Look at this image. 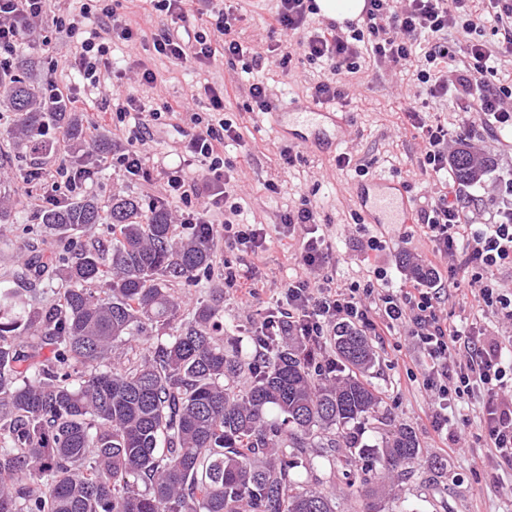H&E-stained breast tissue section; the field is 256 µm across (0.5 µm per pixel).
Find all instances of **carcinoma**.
<instances>
[{"mask_svg": "<svg viewBox=\"0 0 512 512\" xmlns=\"http://www.w3.org/2000/svg\"><path fill=\"white\" fill-rule=\"evenodd\" d=\"M34 64L17 52L0 70L9 134L33 154L55 149L56 129L79 146L81 120L44 95ZM472 157L463 147L451 158L462 185L493 165ZM37 219L65 244L22 267L52 302L35 308L30 289L0 287V512H340L295 471L329 448L344 449L341 465L370 457L388 473L419 459L407 425L372 446L355 429L382 419L358 330L338 329L327 366L301 336L264 337L255 361L224 348L219 304L181 313L172 285L210 268L207 228L179 237L165 208L130 196L82 194ZM95 224L111 238L88 247L79 234ZM134 342L143 353L119 355Z\"/></svg>", "mask_w": 512, "mask_h": 512, "instance_id": "1", "label": "carcinoma"}]
</instances>
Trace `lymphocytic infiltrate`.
<instances>
[{"instance_id":"obj_1","label":"lymphocytic infiltrate","mask_w":512,"mask_h":512,"mask_svg":"<svg viewBox=\"0 0 512 512\" xmlns=\"http://www.w3.org/2000/svg\"><path fill=\"white\" fill-rule=\"evenodd\" d=\"M153 10L165 13L170 26L154 35V51L172 64L210 65L215 43H223L228 61L249 59L261 64L260 56H246L245 49L230 33L236 20L223 6V0H204L207 20L188 35L180 25L188 17L194 0H142ZM365 0L360 23L349 32L337 25L322 31L310 30L308 16L314 13L313 0H276L271 14L273 25L288 35L282 46V62L300 55L327 65L328 73L313 88V99L330 102L345 97L342 74L361 68L363 48H370L374 59L393 67H413L418 82L430 99L455 90L466 99L467 107L458 113L457 136L481 125L502 132L512 127V87L495 84L497 57L475 34L484 23H494L504 34L507 52L512 53V0ZM126 0H81L79 9L66 8L64 0H0V55H12L33 31L35 22L51 20L75 46L69 59L83 84L82 92H67L66 100L77 111L86 110L89 96L113 76L110 37H118L128 47L144 41L140 29L127 19ZM460 36V48L453 51L444 39L448 29ZM208 109L194 113L195 134L187 149L191 164L165 170V196L160 203L174 206L176 228L188 224H211L215 211L237 213L238 206L224 191V176L233 166L224 156L226 141H238L232 120L224 118V93L208 91ZM184 108L182 101L166 103L163 110L147 108L142 99L130 94L112 100L120 117H133L134 124L118 155L126 173H143L151 136V125L161 114L174 115ZM424 143V171L434 177L448 172V139L452 132L447 121L428 118L408 107ZM471 196L456 185L439 192L422 215L421 229L432 248L419 261L437 270L441 259L459 256L462 270L480 284L473 300L481 312L512 322V293L504 291L494 276L499 266L512 263V206L502 208L496 223L474 227L470 221ZM440 291L424 287L422 281L406 278L399 292L366 287L336 288L326 280H289L285 307L280 319L265 318L262 326L277 335L297 333L318 343L335 335L339 326L349 325L378 338L406 329L428 359L423 386L437 407L430 425L440 440H447L448 420L443 409L468 399L475 390H484L480 423L491 455L512 463V362L505 356L503 340L488 337L485 331L462 329L438 313Z\"/></svg>"}]
</instances>
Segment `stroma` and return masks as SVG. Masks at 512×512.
I'll use <instances>...</instances> for the list:
<instances>
[{
    "instance_id": "stroma-1",
    "label": "stroma",
    "mask_w": 512,
    "mask_h": 512,
    "mask_svg": "<svg viewBox=\"0 0 512 512\" xmlns=\"http://www.w3.org/2000/svg\"><path fill=\"white\" fill-rule=\"evenodd\" d=\"M227 2L236 5L240 15L234 38L247 46L251 54L263 56L262 67L244 73L240 66L227 64L220 51L210 65L177 67L158 56L152 45L130 55L124 44L113 43L115 62H124L129 57L156 73L157 81L147 91L149 106L162 112L164 103L181 100L189 108L174 116L162 112L161 119L154 123L146 144L149 175L145 178L124 175L112 164L111 153L122 143L127 123L112 113H83L85 126H97L99 137L109 144L108 153L92 154L97 175L85 190L104 202L120 193L135 196L145 205L163 196L162 172L176 166L185 156V147L195 131L190 116L203 111L207 103L205 86L232 87L233 93L224 103V114L233 120L241 142L225 151L226 157L236 162L226 189L238 198L244 223L265 225L272 236L266 248L255 255L216 243L210 275L189 285H176L175 290L189 308L219 299L225 335L234 337L238 349L249 354L253 351L250 331L281 298L289 278L306 273L299 262L304 230L299 228L288 235L278 231L290 206L306 198L319 213L330 251L321 277L329 279L333 286L347 288L366 284L379 270L385 275L382 288L395 292L407 277L408 258L430 250L431 244L420 235L418 224L370 223L357 201L356 188L361 178L354 167L365 165L370 178L406 188L416 213L425 208L438 187L421 170V139L413 128L402 129L396 124L398 114L404 113L409 103L424 97L412 68H392L371 58L363 62L359 72L347 76V96L335 103L345 120L341 142L334 147L299 148L294 164L286 165L282 152L289 143L273 132L267 115L249 111V83H263L274 107L279 108L291 95L310 98L311 88L323 77L322 66L297 56L288 65H281L274 47L284 34L271 31L268 26L269 0ZM47 38L52 41L54 54H47L43 47ZM23 45L40 60L34 74L37 81L52 76L60 86L74 84L75 73L65 61L67 48L51 22H42ZM11 124V113L0 114V190L9 189L22 216L19 223L0 224V238L6 241L5 247H0V278H6L8 287L24 288L28 282L20 269L25 255L33 251L52 252L58 243L34 219L42 201L41 181L24 180L22 173L39 167L44 179L53 178L60 167L73 165L76 154L68 149L39 158L23 153L7 134ZM469 143L494 162L481 180L468 188L479 204L475 223L491 224L498 221L505 202L512 200V192L506 188L507 180L512 178V140L493 136L476 126ZM341 153L351 157L352 167H337L336 157ZM371 236L382 240V248L372 251L366 247ZM228 262L255 277L259 298L253 304L241 303L235 289L225 284L224 265ZM439 274L442 309L449 320L459 324L474 322L478 314L473 304L477 284L472 283L470 276L451 275L445 265L440 266ZM373 346L376 362L368 379L382 394V410L388 418L413 428L423 450L409 478L389 479L401 512H512V469L497 464L487 453L479 420L481 394H474L454 410V417L469 420L467 447L446 455L436 446L430 426L434 408L417 378L425 365L420 349L399 335L383 342L374 341ZM399 357L408 361L409 371L395 368ZM297 477L304 485L335 490L342 498L344 512H359V498L348 494L342 469L332 459H317L314 469L299 470Z\"/></svg>"
}]
</instances>
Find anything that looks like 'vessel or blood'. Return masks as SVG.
<instances>
[{
  "label": "vessel or blood",
  "instance_id": "vessel-or-blood-1",
  "mask_svg": "<svg viewBox=\"0 0 512 512\" xmlns=\"http://www.w3.org/2000/svg\"><path fill=\"white\" fill-rule=\"evenodd\" d=\"M269 121L278 136L306 146L329 141L331 130L340 125L336 109L295 98L270 113ZM360 198L366 207L376 213L378 223L406 224L410 221V205L406 196H372L364 191Z\"/></svg>",
  "mask_w": 512,
  "mask_h": 512
}]
</instances>
